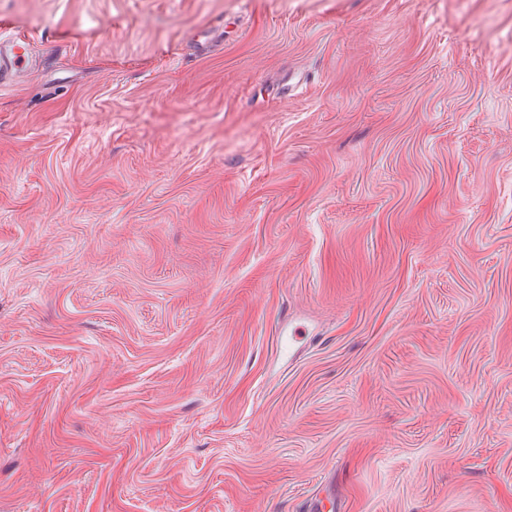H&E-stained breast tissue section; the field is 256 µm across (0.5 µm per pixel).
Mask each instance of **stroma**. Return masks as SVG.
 <instances>
[{"instance_id": "obj_1", "label": "stroma", "mask_w": 512, "mask_h": 512, "mask_svg": "<svg viewBox=\"0 0 512 512\" xmlns=\"http://www.w3.org/2000/svg\"><path fill=\"white\" fill-rule=\"evenodd\" d=\"M0 16V512H512V0ZM12 27L0 17V82L10 75L16 82L26 76L28 70L38 65V59L30 52V43L25 35L10 32Z\"/></svg>"}]
</instances>
